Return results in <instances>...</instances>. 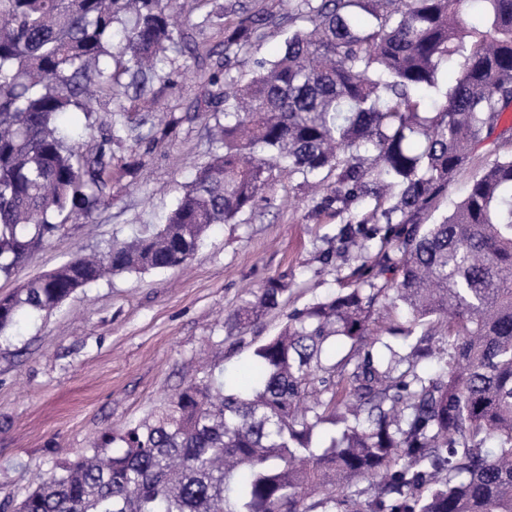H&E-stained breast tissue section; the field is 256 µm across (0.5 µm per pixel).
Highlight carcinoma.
Returning a JSON list of instances; mask_svg holds the SVG:
<instances>
[{"label": "carcinoma", "mask_w": 512, "mask_h": 512, "mask_svg": "<svg viewBox=\"0 0 512 512\" xmlns=\"http://www.w3.org/2000/svg\"><path fill=\"white\" fill-rule=\"evenodd\" d=\"M291 2L286 18L239 2L199 18L224 33V62L201 67L204 105H224L218 148L164 224L1 296L0 337L106 277L187 264L214 226L270 204L276 170L346 215L340 242L366 248L364 224L389 237L348 287L255 347L245 385L193 374L159 410L55 465L13 512H512V153L421 223L512 111V0H479L482 27L465 0ZM170 9L0 0V274L112 197L126 169L112 144L143 140L135 127L150 121L130 125L127 101L175 84L159 74L167 52L202 59ZM284 21V54L240 82L234 64ZM453 58L459 78L426 106L420 92ZM93 96L110 105L106 134L82 152L60 118ZM287 293L268 278L228 324H255ZM378 305L405 311L400 344L374 335ZM338 339L348 354L330 361ZM326 424L337 433L317 446Z\"/></svg>", "instance_id": "carcinoma-1"}]
</instances>
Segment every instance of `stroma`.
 Returning a JSON list of instances; mask_svg holds the SVG:
<instances>
[{"mask_svg": "<svg viewBox=\"0 0 512 512\" xmlns=\"http://www.w3.org/2000/svg\"><path fill=\"white\" fill-rule=\"evenodd\" d=\"M194 0H183L177 27L224 57L223 36L200 31ZM176 83L153 99L151 112L181 119L147 156L133 141L113 144L115 157L144 158L136 172L117 173L112 200L89 218L68 222L10 275H0L6 294L65 263L77 250L106 249L143 225L161 223L183 195L195 169L212 150L215 113L188 112L204 93L193 59L169 52L163 65ZM512 151V129L500 124L440 196V211L462 199L472 177L495 154ZM264 213L223 224L207 237L184 268L124 273L78 290L51 313L21 321L0 342V505L22 499L55 463L87 448L103 434L138 422L185 382L189 366L224 353L226 377L240 380L253 348L274 335L289 312L347 287L360 265L350 251L339 267L319 254L334 246L339 219L317 208L299 179L278 173ZM287 281L290 295L278 310L239 331L224 321L249 292L268 278Z\"/></svg>", "mask_w": 512, "mask_h": 512, "instance_id": "35a3bbf8", "label": "stroma"}]
</instances>
